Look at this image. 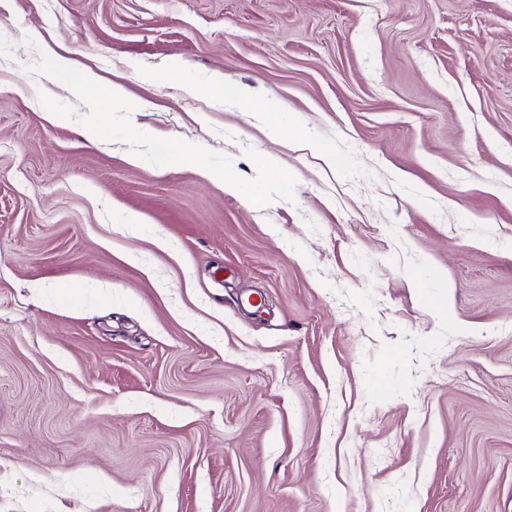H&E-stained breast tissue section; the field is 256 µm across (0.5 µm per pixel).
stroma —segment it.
<instances>
[{"mask_svg":"<svg viewBox=\"0 0 512 512\" xmlns=\"http://www.w3.org/2000/svg\"><path fill=\"white\" fill-rule=\"evenodd\" d=\"M0 512H512V0H0Z\"/></svg>","mask_w":512,"mask_h":512,"instance_id":"1","label":"stroma"}]
</instances>
